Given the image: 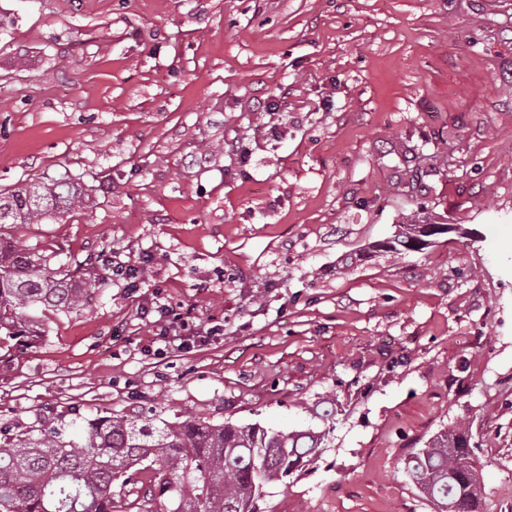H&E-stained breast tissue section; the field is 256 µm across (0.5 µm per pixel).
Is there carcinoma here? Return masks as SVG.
Masks as SVG:
<instances>
[{"instance_id": "cac0c4a2", "label": "carcinoma", "mask_w": 512, "mask_h": 512, "mask_svg": "<svg viewBox=\"0 0 512 512\" xmlns=\"http://www.w3.org/2000/svg\"><path fill=\"white\" fill-rule=\"evenodd\" d=\"M81 192L71 179L50 187L0 192L10 209L0 221V344L44 333L49 313L82 304L71 271L13 244L9 230L40 224L71 210ZM418 225L402 224L385 251L411 249ZM325 434L282 432L258 424L214 423L189 412L169 422L157 408L110 411L83 422L50 419L34 435L0 427V512H154L170 499L172 512H259L265 487L301 472ZM471 428L459 423L410 454L406 469L440 512H482L481 470L471 454Z\"/></svg>"}]
</instances>
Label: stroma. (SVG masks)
<instances>
[{
  "label": "stroma",
  "mask_w": 512,
  "mask_h": 512,
  "mask_svg": "<svg viewBox=\"0 0 512 512\" xmlns=\"http://www.w3.org/2000/svg\"><path fill=\"white\" fill-rule=\"evenodd\" d=\"M65 175L84 201L15 241L147 277L80 276L0 355V426L310 430L261 512H438L405 461L462 420L512 512V0H0V190ZM411 222L456 230L377 250ZM104 268L112 272V279L118 282H125L126 288H140L144 282L143 277L133 280L130 272L134 269L138 270L134 265H129L128 262L122 261L116 256L106 257L103 261Z\"/></svg>",
  "instance_id": "35a3bbf8"
}]
</instances>
